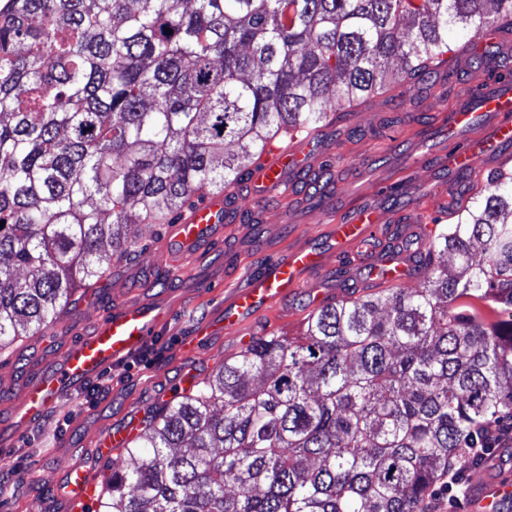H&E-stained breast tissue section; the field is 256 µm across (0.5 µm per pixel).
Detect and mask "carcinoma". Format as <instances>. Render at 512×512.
<instances>
[{
	"mask_svg": "<svg viewBox=\"0 0 512 512\" xmlns=\"http://www.w3.org/2000/svg\"><path fill=\"white\" fill-rule=\"evenodd\" d=\"M494 24L512 0H0V349L111 277L131 226L177 223L388 72L436 73L451 33L482 60ZM471 191L420 287L252 338L159 407L96 512H421L512 417V171Z\"/></svg>",
	"mask_w": 512,
	"mask_h": 512,
	"instance_id": "carcinoma-1",
	"label": "carcinoma"
}]
</instances>
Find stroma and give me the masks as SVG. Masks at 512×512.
Instances as JSON below:
<instances>
[{"instance_id": "stroma-1", "label": "stroma", "mask_w": 512, "mask_h": 512, "mask_svg": "<svg viewBox=\"0 0 512 512\" xmlns=\"http://www.w3.org/2000/svg\"><path fill=\"white\" fill-rule=\"evenodd\" d=\"M491 66L461 68L448 65L446 74L408 86L402 96L371 98L358 111L348 113L328 137L324 151L341 156L335 165L332 199L317 191H296L291 202L267 200L262 223L236 221L229 225L228 243H212L200 254H192L169 268L162 259L168 234L164 224L140 226L139 247L128 262L112 265L111 278L97 291L81 295L69 314L49 330L45 343L59 345L61 337H72L87 321L105 315L112 299H150L163 304L169 320L150 338L143 351L148 365L137 358L112 367V388L75 407L64 400L42 421L17 435L0 453V512H49L50 476L70 462L85 456L91 441L101 430L123 419L145 399L149 389L166 388L175 393L181 370L180 342L201 323L215 318L247 275L258 271L274 257L324 237L327 220H345L351 207L381 200L394 212L413 202L408 189L428 173L409 167L411 152L433 156L447 149L444 135L448 114L467 98L466 91L477 79H490ZM310 308L304 296H296L288 311L270 306L261 310L242 328L244 336L271 331L301 336ZM29 342L0 351V415L7 414L22 394ZM490 477H505L512 486V425L496 432L487 455L462 469V484L454 496L434 494L427 512H475L471 482L476 471Z\"/></svg>"}]
</instances>
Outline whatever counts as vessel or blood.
Wrapping results in <instances>:
<instances>
[{
    "label": "vessel or blood",
    "mask_w": 512,
    "mask_h": 512,
    "mask_svg": "<svg viewBox=\"0 0 512 512\" xmlns=\"http://www.w3.org/2000/svg\"><path fill=\"white\" fill-rule=\"evenodd\" d=\"M452 146L440 161L446 178L512 160V78L478 94L474 105L448 115ZM320 133L291 137L288 143L271 142L237 189L206 194L203 203L183 212L169 228L166 253L179 257L203 244L225 237V226L238 212L242 199L261 203L267 198H291L298 181L313 177L321 151ZM456 187L425 207L393 215L377 205L357 207L349 220L331 225V250L303 245L271 260L225 303L219 319L202 324L186 338L184 351L194 358L217 330L238 333L260 309L283 305L298 288H306L310 303L319 304L325 292L347 296L385 278L412 281L421 274L420 256L434 237L435 217L457 199ZM167 319L162 305L143 300L114 304L104 317L92 320L89 330L57 351H43L39 365L28 369L20 402L2 431L22 432L40 420L68 391L86 385L115 362L139 351ZM145 416L136 413L112 425L94 439L96 459L111 458L129 446ZM63 512H84L100 495L101 484L89 469L73 464L54 480ZM500 479L479 476L473 482L478 512H496L511 492Z\"/></svg>",
    "instance_id": "1"
}]
</instances>
